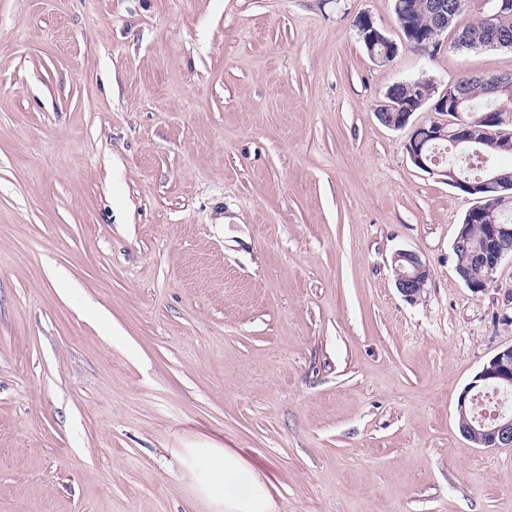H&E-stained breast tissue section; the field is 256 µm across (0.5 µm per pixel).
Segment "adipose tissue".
I'll use <instances>...</instances> for the list:
<instances>
[{
  "label": "adipose tissue",
  "instance_id": "1",
  "mask_svg": "<svg viewBox=\"0 0 512 512\" xmlns=\"http://www.w3.org/2000/svg\"><path fill=\"white\" fill-rule=\"evenodd\" d=\"M200 479L226 512H271L273 499L266 485L235 456L208 455Z\"/></svg>",
  "mask_w": 512,
  "mask_h": 512
}]
</instances>
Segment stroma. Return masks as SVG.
<instances>
[{
    "instance_id": "obj_1",
    "label": "stroma",
    "mask_w": 512,
    "mask_h": 512,
    "mask_svg": "<svg viewBox=\"0 0 512 512\" xmlns=\"http://www.w3.org/2000/svg\"><path fill=\"white\" fill-rule=\"evenodd\" d=\"M472 73L512 50L416 51L393 0H0V512H225L204 448L274 512H512L457 414L512 261L466 287L473 197L376 116ZM357 30H359L368 54L375 63L379 65L388 64V58L393 57L397 53V45L393 41L389 40L380 31V29L374 25V21L370 16H363L361 24L359 25V28L357 27ZM377 45L384 46V49L376 52L375 47ZM395 284L400 294L410 302L420 296L422 285L431 278V270L415 252L399 250L392 258Z\"/></svg>"
}]
</instances>
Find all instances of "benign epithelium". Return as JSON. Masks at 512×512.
I'll use <instances>...</instances> for the list:
<instances>
[{
	"instance_id": "1",
	"label": "benign epithelium",
	"mask_w": 512,
	"mask_h": 512,
	"mask_svg": "<svg viewBox=\"0 0 512 512\" xmlns=\"http://www.w3.org/2000/svg\"><path fill=\"white\" fill-rule=\"evenodd\" d=\"M508 5L507 0L494 5V0H478L476 8L480 13L482 26L477 43L487 50L512 49V43L498 36L497 18L499 10ZM426 6L433 21L436 40H441L448 33V23L454 18L462 6L460 0H426ZM359 33L371 59L379 64L388 63V58L397 53V45L389 40L368 15L363 16L359 25ZM484 85L490 88V93L499 98L512 96V79L498 74L484 78ZM411 93L413 105H408L402 99L388 96L378 108L377 115L383 119L386 115L395 116L396 129L407 126L412 114L428 104L431 111L447 117L444 123H431L413 128L406 150L411 162L418 168L429 171L441 177L448 185L475 197L474 205L467 212V222L477 224L485 219L489 206L494 203L512 202V176L502 172L497 167L488 168L485 176L477 182H469L460 178L454 169L448 167L443 160L427 154L432 142L445 135L447 127L455 128V140L459 144L474 142L471 127L474 125L501 126L512 121V114L497 109L493 112L468 111V94L457 83L449 84L445 90L438 91L434 82L426 77H420L412 82ZM470 251L471 263L485 269L486 276L478 281L472 279L470 270L466 267H455V271L465 285L474 292L486 289L492 275L502 262L512 258V224H488L479 246L469 249V237L462 230L454 241V250ZM395 284L400 294L408 301L414 302L420 296L421 287L431 278V270L425 261L415 252L399 250L392 258ZM512 387V346L498 351L485 364L474 380L463 391L458 400L459 412L464 413L473 404L475 392L491 387ZM462 435L470 442L485 448L512 447V414L500 409L474 424L466 422L461 428Z\"/></svg>"
}]
</instances>
